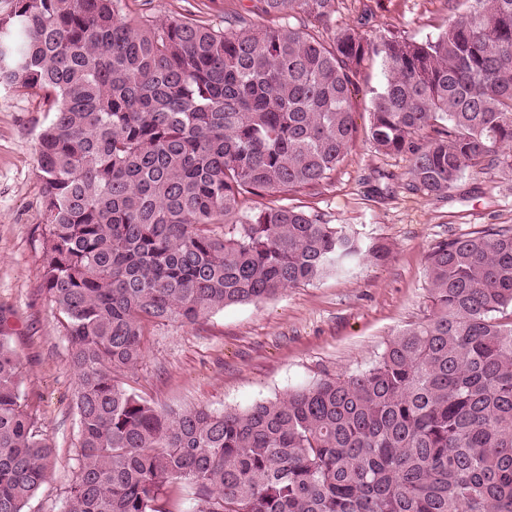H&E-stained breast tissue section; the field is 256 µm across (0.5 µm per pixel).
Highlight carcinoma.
Masks as SVG:
<instances>
[{
    "mask_svg": "<svg viewBox=\"0 0 512 512\" xmlns=\"http://www.w3.org/2000/svg\"><path fill=\"white\" fill-rule=\"evenodd\" d=\"M123 0H0V87L42 100V287L65 319L80 466L63 512H512V226L437 242L427 313L378 360L246 409L163 408L120 376L159 321L194 325L339 277L388 248L248 196L312 186L353 144L352 88L381 60L368 139L442 197L512 171V0L438 36L132 24ZM329 23L338 0H257ZM236 215L233 224L224 218ZM0 329V512L54 459Z\"/></svg>",
    "mask_w": 512,
    "mask_h": 512,
    "instance_id": "carcinoma-1",
    "label": "carcinoma"
}]
</instances>
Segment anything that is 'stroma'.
<instances>
[{"label":"stroma","instance_id":"stroma-1","mask_svg":"<svg viewBox=\"0 0 512 512\" xmlns=\"http://www.w3.org/2000/svg\"><path fill=\"white\" fill-rule=\"evenodd\" d=\"M463 0H341L323 37L360 24L368 37H435ZM251 0H126L128 20L192 12L220 27ZM380 62L356 78L357 138L343 164L319 184L256 199L289 205L390 249L350 274L302 285L258 304L214 312L201 323L151 327L145 355L127 382L161 406L245 408L327 375L364 370L393 334L426 311V256L439 240L489 224L512 226V175L465 173L438 198L411 192L403 158L376 152L366 131ZM39 98L0 92V313L23 363L21 390L53 448L55 464L28 512H61L79 470L75 375L62 317L42 287L43 219L36 172L38 135L50 120Z\"/></svg>","mask_w":512,"mask_h":512}]
</instances>
